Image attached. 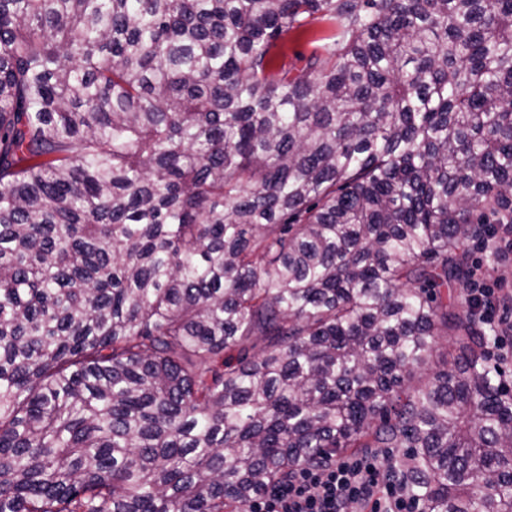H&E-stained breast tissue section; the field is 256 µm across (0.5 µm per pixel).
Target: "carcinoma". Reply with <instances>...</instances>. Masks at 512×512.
Here are the masks:
<instances>
[{"mask_svg": "<svg viewBox=\"0 0 512 512\" xmlns=\"http://www.w3.org/2000/svg\"><path fill=\"white\" fill-rule=\"evenodd\" d=\"M509 241L512 0H0V512H245L352 448L512 512L500 330L442 296ZM337 33L334 24L327 20H314L309 25V32L304 36L288 35V40L284 47V63L291 76H299L304 73V68L308 57L313 52H323L322 46L331 43L333 39L323 40L313 43L320 38H330Z\"/></svg>", "mask_w": 512, "mask_h": 512, "instance_id": "obj_1", "label": "carcinoma"}]
</instances>
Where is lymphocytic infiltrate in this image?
Returning <instances> with one entry per match:
<instances>
[{"label": "lymphocytic infiltrate", "instance_id": "f902f5d3", "mask_svg": "<svg viewBox=\"0 0 512 512\" xmlns=\"http://www.w3.org/2000/svg\"><path fill=\"white\" fill-rule=\"evenodd\" d=\"M248 512H422V501L399 476L392 450L378 448L298 466Z\"/></svg>", "mask_w": 512, "mask_h": 512}]
</instances>
